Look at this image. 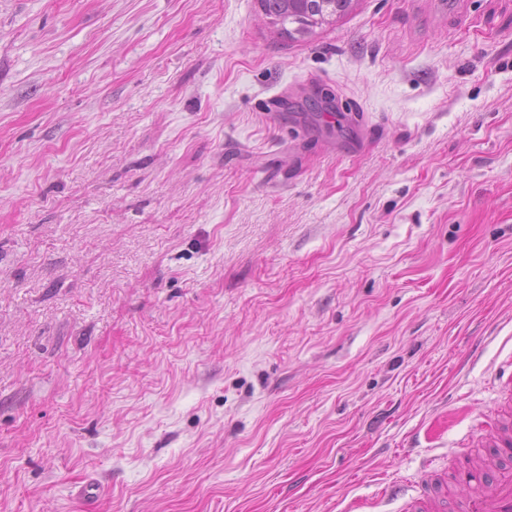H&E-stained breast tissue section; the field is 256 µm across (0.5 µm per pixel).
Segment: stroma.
I'll use <instances>...</instances> for the list:
<instances>
[{"label": "stroma", "instance_id": "35a3bbf8", "mask_svg": "<svg viewBox=\"0 0 512 512\" xmlns=\"http://www.w3.org/2000/svg\"><path fill=\"white\" fill-rule=\"evenodd\" d=\"M511 358L512 0H0V512H341ZM356 0H258L262 13L281 25V34L293 36L286 24H297L295 33L304 36L313 27L335 23L347 15Z\"/></svg>", "mask_w": 512, "mask_h": 512}]
</instances>
